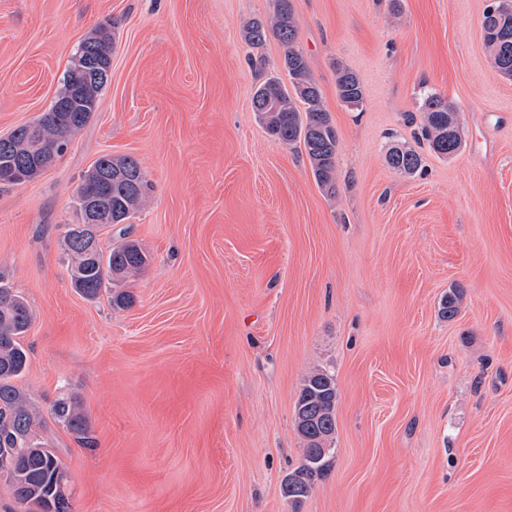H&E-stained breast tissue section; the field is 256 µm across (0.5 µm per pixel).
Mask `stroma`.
<instances>
[{
  "mask_svg": "<svg viewBox=\"0 0 512 512\" xmlns=\"http://www.w3.org/2000/svg\"><path fill=\"white\" fill-rule=\"evenodd\" d=\"M293 5L338 134L332 196L252 107L261 75L284 74L275 38L261 73L242 40L273 0H0V137L115 25L91 121L0 186V275L33 316L17 385L45 410L77 398L96 442L46 423L73 512H512V80L483 40L487 0ZM339 63L363 111L338 100ZM427 90L457 106L464 145L404 177L386 151L416 146ZM106 153L153 186L130 220L151 262L128 309L75 292L62 244ZM317 368L336 377V451L295 504L294 406Z\"/></svg>",
  "mask_w": 512,
  "mask_h": 512,
  "instance_id": "35a3bbf8",
  "label": "stroma"
}]
</instances>
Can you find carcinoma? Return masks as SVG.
<instances>
[{
    "label": "carcinoma",
    "instance_id": "obj_1",
    "mask_svg": "<svg viewBox=\"0 0 512 512\" xmlns=\"http://www.w3.org/2000/svg\"><path fill=\"white\" fill-rule=\"evenodd\" d=\"M502 0H490L482 17L484 41L499 72L512 78V10L500 9ZM244 42L252 49L262 47L273 37L284 48L283 67L289 84L269 77L255 87L254 112L268 132L288 146L303 150L310 162L318 187L336 194V150L338 136L323 104L321 89L313 78L298 42V26L292 0H275L274 13L265 23L250 21L244 28ZM104 67L112 66L111 25H99L80 45ZM74 68L64 78V90L49 111L31 125H22L0 143V184L20 185L15 176L18 159L28 152V128L36 129L43 169H48L87 125L97 110L104 84L86 83L71 88ZM336 94L346 108L362 111L364 93L357 74L348 66L336 64ZM421 135L429 149L441 157L458 153L463 146L462 130L455 108L439 95L425 92L419 105ZM386 162L395 172L413 176L422 166L416 150L391 145ZM150 184L139 162L128 155L104 154L84 172L76 190L75 210L82 217V198L100 199L112 209L113 223L124 224L146 203ZM100 229L85 225L78 234L74 225L62 232L68 272L73 288L88 299L106 292L112 305L127 308L134 296L126 282L138 277L149 264L147 253L121 229V240L108 250L100 246ZM464 290L451 288L441 299L440 314L445 319L457 315ZM27 301L0 277V477L10 486L15 499L32 504L36 512H72L68 493V475L60 460L48 448L39 433L43 428L40 406L16 385L28 368V353L19 342L31 323ZM338 390L334 375L317 368L305 379L295 402V426L303 440L302 463L288 475L284 495L294 504L314 491L316 482L329 471V458L335 452L336 403ZM53 420L79 436L89 448L86 415L80 401L63 397L51 408ZM327 452L312 464L315 449Z\"/></svg>",
    "mask_w": 512,
    "mask_h": 512
}]
</instances>
